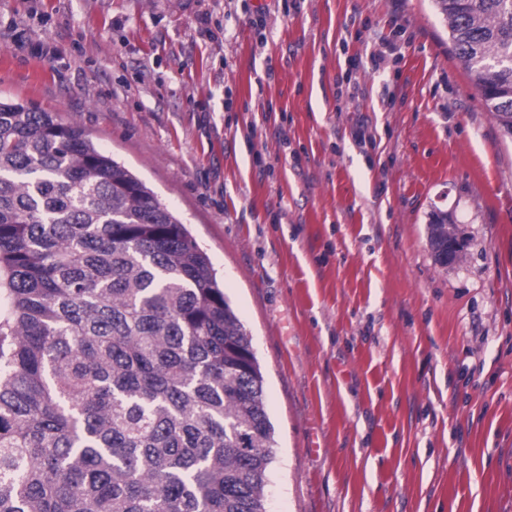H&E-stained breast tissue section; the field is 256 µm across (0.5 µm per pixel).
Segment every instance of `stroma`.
I'll use <instances>...</instances> for the list:
<instances>
[{"instance_id":"1","label":"stroma","mask_w":512,"mask_h":512,"mask_svg":"<svg viewBox=\"0 0 512 512\" xmlns=\"http://www.w3.org/2000/svg\"><path fill=\"white\" fill-rule=\"evenodd\" d=\"M1 96L209 256L264 377L266 512H512V139L432 0H0ZM429 239L433 251L439 246H448V241H456L460 236L455 224H448V216L442 213H433L429 224ZM461 243V238L458 239Z\"/></svg>"}]
</instances>
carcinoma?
Returning a JSON list of instances; mask_svg holds the SVG:
<instances>
[{
	"mask_svg": "<svg viewBox=\"0 0 512 512\" xmlns=\"http://www.w3.org/2000/svg\"><path fill=\"white\" fill-rule=\"evenodd\" d=\"M435 3L512 137V0ZM458 238L432 214V248ZM272 448L185 225L83 129L0 99V512H265Z\"/></svg>",
	"mask_w": 512,
	"mask_h": 512,
	"instance_id": "obj_1",
	"label": "carcinoma"
}]
</instances>
